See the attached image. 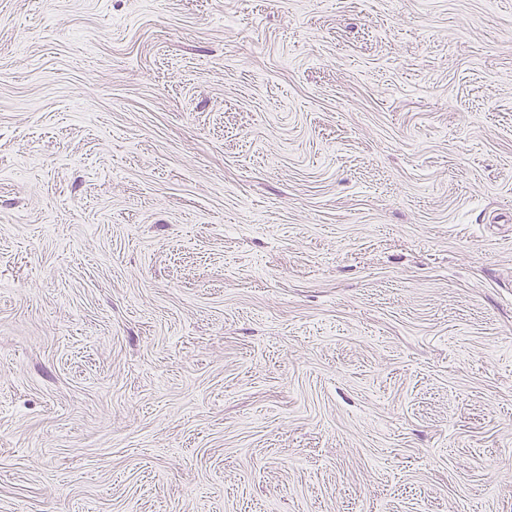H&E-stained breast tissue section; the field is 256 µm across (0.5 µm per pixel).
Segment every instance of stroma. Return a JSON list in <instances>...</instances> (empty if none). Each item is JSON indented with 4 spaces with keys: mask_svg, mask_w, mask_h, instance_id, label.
<instances>
[{
    "mask_svg": "<svg viewBox=\"0 0 512 512\" xmlns=\"http://www.w3.org/2000/svg\"><path fill=\"white\" fill-rule=\"evenodd\" d=\"M0 512H512V0H0Z\"/></svg>",
    "mask_w": 512,
    "mask_h": 512,
    "instance_id": "35a3bbf8",
    "label": "stroma"
}]
</instances>
